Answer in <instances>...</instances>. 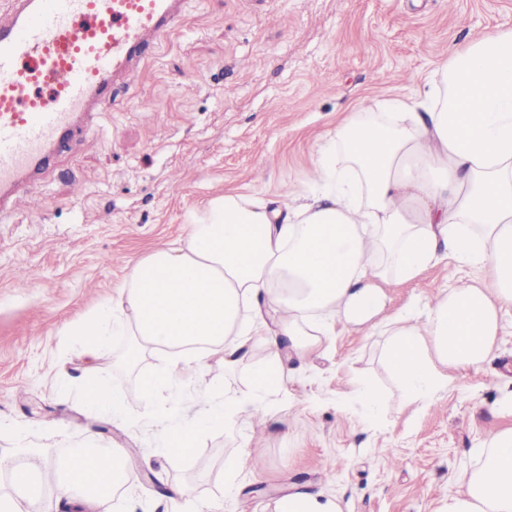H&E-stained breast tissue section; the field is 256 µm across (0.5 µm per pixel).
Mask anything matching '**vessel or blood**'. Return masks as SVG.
I'll return each instance as SVG.
<instances>
[{"label": "vessel or blood", "mask_w": 512, "mask_h": 512, "mask_svg": "<svg viewBox=\"0 0 512 512\" xmlns=\"http://www.w3.org/2000/svg\"><path fill=\"white\" fill-rule=\"evenodd\" d=\"M0 22V209L133 79L149 43L184 21V0H11Z\"/></svg>", "instance_id": "vessel-or-blood-1"}]
</instances>
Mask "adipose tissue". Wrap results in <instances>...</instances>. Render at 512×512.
Returning a JSON list of instances; mask_svg holds the SVG:
<instances>
[{
    "label": "adipose tissue",
    "instance_id": "obj_1",
    "mask_svg": "<svg viewBox=\"0 0 512 512\" xmlns=\"http://www.w3.org/2000/svg\"><path fill=\"white\" fill-rule=\"evenodd\" d=\"M321 192L268 206L248 193L210 198L169 247L136 260L115 295L73 328L89 360L110 337L132 339L131 361L161 354L143 381L146 407L213 356L234 366L250 344L272 361L252 373L254 395L210 407L159 434L155 451L176 462L197 433L233 429L279 386L282 347L319 349L333 322L386 336V357L415 399L431 403L448 369H476L494 353L512 310V29L461 46L413 95L380 114L354 112L318 153ZM452 259L483 272L434 303L384 320L381 282L409 281ZM287 308L269 327L264 308ZM456 475L440 512H512V428ZM116 464L82 452L60 466L57 495L111 512Z\"/></svg>",
    "mask_w": 512,
    "mask_h": 512
}]
</instances>
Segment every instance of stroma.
I'll return each mask as SVG.
<instances>
[{
	"label": "stroma",
	"instance_id": "1",
	"mask_svg": "<svg viewBox=\"0 0 512 512\" xmlns=\"http://www.w3.org/2000/svg\"><path fill=\"white\" fill-rule=\"evenodd\" d=\"M492 28H512V0H186L181 29L148 46L135 83L115 81L105 112L75 135L32 190L38 210L0 213V423L21 428L28 453L0 435V456L39 461L35 495L0 471V495L34 497L40 512H72L57 501L55 465L97 437L131 472L112 512H275L288 492L339 499L343 512H438L456 494L455 476L480 464L479 448L512 426V315L493 357L476 370L449 371L431 405L408 402L382 353L385 339L334 325L305 359L281 353L285 379L262 399L265 417L234 430L204 431L179 463L154 457V436L180 417L202 414V387L218 398L251 388L269 360L252 348L234 370H208L164 391L146 411V355L123 359L114 337L90 370L68 328L123 283L133 262L182 237L201 204L227 192L277 199L283 188L315 189L320 146L356 105L382 112L412 94L416 78ZM479 270L444 260L413 280L383 285L384 317L436 301L448 285L480 281ZM126 397L124 420L85 406L89 378ZM370 380L379 403L358 386ZM248 444V467L236 466ZM191 489V498L176 494Z\"/></svg>",
	"mask_w": 512,
	"mask_h": 512
}]
</instances>
